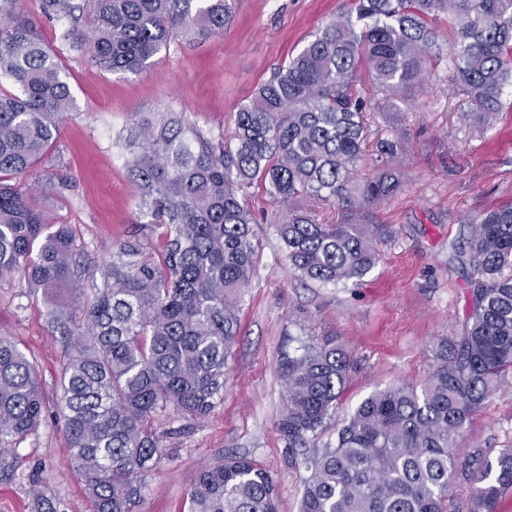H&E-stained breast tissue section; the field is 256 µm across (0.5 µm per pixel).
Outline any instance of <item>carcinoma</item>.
Masks as SVG:
<instances>
[{"label":"carcinoma","mask_w":512,"mask_h":512,"mask_svg":"<svg viewBox=\"0 0 512 512\" xmlns=\"http://www.w3.org/2000/svg\"><path fill=\"white\" fill-rule=\"evenodd\" d=\"M234 3L90 0L86 11L74 0H39V8L50 21H71L62 39L91 63L137 74L174 37L223 33ZM442 18L449 43L430 27ZM428 54L447 62L467 114L488 127L512 87V0H355L238 109L229 143L182 112L136 113L116 145L143 221L97 264L78 251L70 225L54 223L10 182L34 175L75 102L17 0H0V74L18 87L0 93V275L41 290L70 336L60 411L94 512H132L140 501L144 476L164 456L157 414L172 407L200 421L224 397L254 268L248 188L261 182L288 208L279 235L300 280L357 286L378 262L379 228L320 224L300 203H373L400 189L388 165L356 180L369 111L357 85L365 69L373 91L389 99L420 85ZM402 145L397 135L380 139L377 156L394 160ZM157 227L165 228L159 261L147 247ZM460 250L473 284L461 335L439 341L423 382L365 398L334 448L309 450L335 417L348 352L334 336L286 339L277 428L308 473L300 512H448L459 477L477 484L468 512H496L512 489V447L493 458L474 448L464 467L455 452L466 422L512 374V205L472 218ZM44 410L32 362L1 336L0 445L34 431ZM190 512H279L276 482L246 457L205 464L191 484Z\"/></svg>","instance_id":"cac0c4a2"}]
</instances>
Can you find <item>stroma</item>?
I'll list each match as a JSON object with an SVG mask.
<instances>
[{"label": "stroma", "instance_id": "1", "mask_svg": "<svg viewBox=\"0 0 512 512\" xmlns=\"http://www.w3.org/2000/svg\"><path fill=\"white\" fill-rule=\"evenodd\" d=\"M36 31L57 55L76 114L38 165L29 195L55 223L68 224L88 257H107L138 219L135 188L115 137L135 113L172 109L211 136H231L235 114L279 67L287 65L353 0H236L220 36L178 37L139 74L108 72L62 43L58 22L47 21L38 0H20ZM445 66L425 64L422 85L385 106L371 105L369 149L358 177L377 170L378 139L398 130L404 149L396 161L403 188L377 204L303 202L322 224L351 218L388 231L380 260L362 286H306L294 277L278 235L285 208L253 185L243 199L255 215V267L240 312V336L230 360L224 397L201 422L166 411L155 426L165 455L147 477L134 512H189L198 468L227 456H245L276 481L280 512H299L307 473L294 465L276 423L285 401L278 374L285 336L308 340L331 334L344 344L353 368L335 417L317 447L336 433L359 403L429 374L441 338L460 336L471 284L454 246L468 218L512 202V110L480 130L462 117ZM72 183L66 196L47 185ZM0 335L33 361L46 402L34 432L0 454V512H34L40 488L55 512H93L78 470L68 459L60 414L59 373L67 339L48 315L42 291L0 277ZM512 445V374L465 425L456 450L466 463L472 449L497 452Z\"/></svg>", "mask_w": 512, "mask_h": 512}]
</instances>
